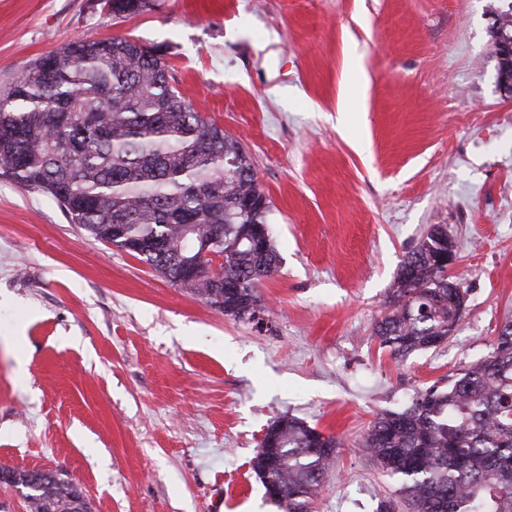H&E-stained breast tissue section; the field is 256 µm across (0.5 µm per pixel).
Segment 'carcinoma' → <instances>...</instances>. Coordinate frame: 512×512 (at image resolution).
<instances>
[{"label": "carcinoma", "mask_w": 512, "mask_h": 512, "mask_svg": "<svg viewBox=\"0 0 512 512\" xmlns=\"http://www.w3.org/2000/svg\"><path fill=\"white\" fill-rule=\"evenodd\" d=\"M154 0H99L113 14L152 9ZM512 38V14L497 20L492 46ZM165 58L134 38H80L36 61L0 95V174L50 196L95 240L146 262L235 320L261 312L258 288L277 272L271 237L256 248L245 227L268 226L269 203L249 155L179 94ZM222 259L226 292L195 258L187 232ZM162 243L155 253L152 246ZM387 313L374 324L397 359L437 347L448 332V231L435 224L409 251ZM339 441L282 415L252 460L270 478L283 512H315ZM379 469L412 512H512V321L480 362L416 394L401 411L377 414L364 436ZM5 483L26 490L30 512L92 505L59 472L3 466Z\"/></svg>", "instance_id": "1"}]
</instances>
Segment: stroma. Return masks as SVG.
Wrapping results in <instances>:
<instances>
[{
	"mask_svg": "<svg viewBox=\"0 0 512 512\" xmlns=\"http://www.w3.org/2000/svg\"><path fill=\"white\" fill-rule=\"evenodd\" d=\"M511 7L0 0V94L80 37L162 47L176 88L248 153L281 257L262 323L234 320L0 175V466L62 472L93 512H280L251 461L288 414L340 442L317 512H407L362 436L512 320V98L491 46ZM435 224L465 311L397 360L373 326ZM113 14H136L151 10L154 0H99Z\"/></svg>",
	"mask_w": 512,
	"mask_h": 512,
	"instance_id": "obj_1",
	"label": "stroma"
}]
</instances>
